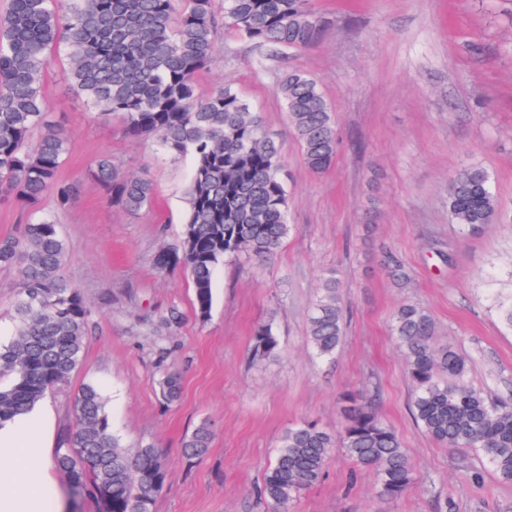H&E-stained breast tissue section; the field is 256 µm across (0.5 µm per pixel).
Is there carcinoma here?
<instances>
[{
  "label": "carcinoma",
  "instance_id": "1",
  "mask_svg": "<svg viewBox=\"0 0 512 512\" xmlns=\"http://www.w3.org/2000/svg\"><path fill=\"white\" fill-rule=\"evenodd\" d=\"M221 25L282 50L307 48L322 34L311 0H10L0 13V201L26 214L19 234L0 238V267L15 272L17 288L15 334L0 345V426L27 414L83 367L90 331L89 307L63 274L68 249L56 218L81 192L80 181L60 175L74 139L48 119L43 90L59 48L66 50L71 91L96 109L94 116H117L129 136L192 160L181 232L153 263L160 273L186 271L198 316L211 309L220 263L240 256L267 260L288 235L284 147L234 86L196 94ZM280 94L304 163L314 173L326 171L340 146L331 104L303 71L288 73ZM89 177L127 212L155 202L149 176L124 170L110 155L94 161ZM47 198L51 211L43 207ZM448 212L463 231L498 221L500 203L485 168L468 165L450 177ZM342 301V284L331 272L309 318L308 342L320 358L333 357L342 343ZM391 330L415 386L417 424L446 448L473 449L502 482L512 483V400L493 399L467 383L466 360L437 342L424 308L400 306ZM278 347L271 325L255 330L253 358H267ZM159 388L165 402L177 401L179 373L163 372ZM74 411L76 426L55 448L54 464L75 502L90 499L98 512H152L167 479L160 451L151 444L131 448L112 432L94 384L75 394ZM342 418L335 434L310 421L284 431L258 490L264 512H290L291 503L320 482L336 451L374 471L380 495L397 498L407 490L409 456L372 403L348 392ZM212 438L211 424L201 422L184 442V455L204 457Z\"/></svg>",
  "mask_w": 512,
  "mask_h": 512
}]
</instances>
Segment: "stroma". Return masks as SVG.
Returning a JSON list of instances; mask_svg holds the SVG:
<instances>
[{"instance_id": "stroma-1", "label": "stroma", "mask_w": 512, "mask_h": 512, "mask_svg": "<svg viewBox=\"0 0 512 512\" xmlns=\"http://www.w3.org/2000/svg\"><path fill=\"white\" fill-rule=\"evenodd\" d=\"M312 3L324 23L317 44L276 52L221 35L197 82L201 97L232 83L284 146L293 226L271 261L218 265L203 319L187 274L153 266L181 231L190 158L128 136L118 120L93 118L57 55L44 92L52 120L74 136L62 177H79L107 152L149 175L156 204L125 212L87 182L58 215L63 272L92 310V332L82 369L46 398L55 434L73 427L77 390L96 384L113 431L164 453L168 478L153 512H260L254 491L284 430L309 420L336 432L343 392L361 388L396 428L414 484L398 498L379 496L374 473L337 452L291 512H438L447 502L455 512H512V484L472 449L444 448L416 424L415 388L390 332L400 305L425 308L437 341L467 359L470 383L512 397V328L496 310L512 294V0ZM294 70L318 82L343 138L321 174L305 166L280 97ZM472 163L489 172L502 211L498 223L464 233L448 217V179ZM387 251L403 279L384 270ZM331 268L344 285L346 337L335 359L322 360L307 345V316ZM173 307L183 320L157 343L153 323ZM267 323L279 350L258 361L252 336ZM162 345L183 370L181 397L169 406L159 393ZM205 419L214 425L209 451L189 459L181 443Z\"/></svg>"}]
</instances>
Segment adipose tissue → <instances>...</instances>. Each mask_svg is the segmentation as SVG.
<instances>
[{
    "mask_svg": "<svg viewBox=\"0 0 512 512\" xmlns=\"http://www.w3.org/2000/svg\"><path fill=\"white\" fill-rule=\"evenodd\" d=\"M54 414L38 406L0 426V512H46L55 486L50 460Z\"/></svg>",
    "mask_w": 512,
    "mask_h": 512,
    "instance_id": "adipose-tissue-1",
    "label": "adipose tissue"
}]
</instances>
